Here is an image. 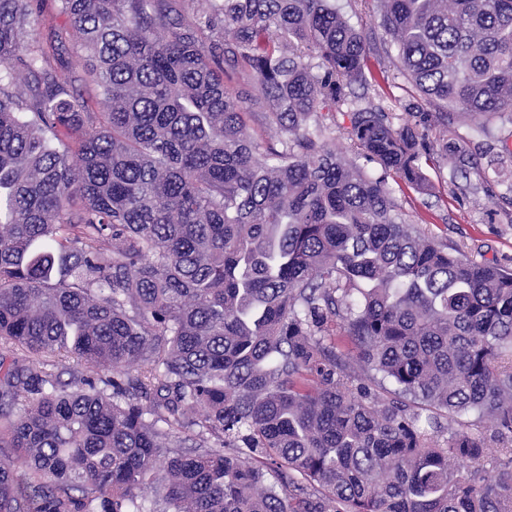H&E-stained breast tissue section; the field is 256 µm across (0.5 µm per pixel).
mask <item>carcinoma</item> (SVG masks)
I'll return each mask as SVG.
<instances>
[{"mask_svg": "<svg viewBox=\"0 0 512 512\" xmlns=\"http://www.w3.org/2000/svg\"><path fill=\"white\" fill-rule=\"evenodd\" d=\"M182 2L0 0V512H512V271L388 183L512 112V0H378L437 111L351 112L377 177L312 130L370 53L330 0ZM69 22L65 16L59 14L54 0H46L41 13L34 17L31 26L33 40H43L53 31H65Z\"/></svg>", "mask_w": 512, "mask_h": 512, "instance_id": "cac0c4a2", "label": "carcinoma"}]
</instances>
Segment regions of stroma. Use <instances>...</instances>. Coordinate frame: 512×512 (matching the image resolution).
Here are the masks:
<instances>
[{"instance_id":"stroma-1","label":"stroma","mask_w":512,"mask_h":512,"mask_svg":"<svg viewBox=\"0 0 512 512\" xmlns=\"http://www.w3.org/2000/svg\"><path fill=\"white\" fill-rule=\"evenodd\" d=\"M337 10L351 26L371 42L366 86H354L351 105L324 113V126L335 128L336 148L346 153L350 142L351 106H383L394 124L407 119L409 104L422 98L399 70L396 53L382 41L377 0H335ZM447 137L473 159L463 175L451 176L448 169L430 168V189L419 192L403 186L393 197L402 213L422 216L428 234L478 261L512 267V112H501L476 121H453ZM500 169V183L491 180Z\"/></svg>"}]
</instances>
